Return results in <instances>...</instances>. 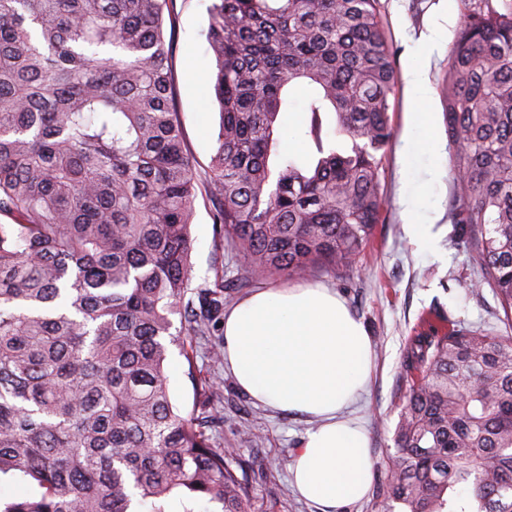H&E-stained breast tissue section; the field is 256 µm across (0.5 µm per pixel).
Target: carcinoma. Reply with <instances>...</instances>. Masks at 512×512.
<instances>
[{"mask_svg":"<svg viewBox=\"0 0 512 512\" xmlns=\"http://www.w3.org/2000/svg\"><path fill=\"white\" fill-rule=\"evenodd\" d=\"M460 2L450 210L511 317L512 0ZM208 15L221 118L202 177L175 106L176 0H0V477L30 488L0 512H252L215 446L212 384L188 369L185 416L166 373L170 347L192 363L224 319V280L189 297L199 187L242 288L347 264L380 220L399 75L379 0H212ZM299 90L315 157L276 161ZM426 325L379 494L388 512H512V336Z\"/></svg>","mask_w":512,"mask_h":512,"instance_id":"carcinoma-1","label":"carcinoma"}]
</instances>
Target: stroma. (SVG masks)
I'll return each instance as SVG.
<instances>
[{"label": "stroma", "instance_id": "obj_1", "mask_svg": "<svg viewBox=\"0 0 512 512\" xmlns=\"http://www.w3.org/2000/svg\"><path fill=\"white\" fill-rule=\"evenodd\" d=\"M211 0H176L178 19L167 32L173 50L176 102L181 128L198 174H205L215 150L219 116L210 73L214 59L206 31ZM386 30L397 51L399 73L428 66L432 86L426 104H418L407 83H400L391 114L394 137L380 174L384 197L382 221L365 251L352 263L330 268L316 265L286 278L255 279L257 288H285L323 284L347 304L371 339L375 371L366 392L349 408L348 417L367 432L374 460V476H381L393 453L394 430L401 411L400 395L407 386L404 360L420 319L427 312L471 330L512 336V321L489 286L478 285L479 269L472 253L457 246L455 226L448 214L453 184L449 168L448 131L441 87L443 55L425 59L421 44L438 31L442 47H449L461 21L458 0H381ZM430 112V126L414 114ZM304 98L281 117L284 152L305 157L314 145L301 133L305 125ZM213 200L200 190L192 219V289L211 286L216 276L233 300L246 296L240 288L242 260L232 257L216 235ZM427 225L432 242L418 248L404 231L405 219ZM214 337L197 341L195 366L211 378V407L222 425L215 437L232 468H243L249 478L257 512H318L300 499L290 484L289 465L309 428L305 417L256 406L237 386L224 365L211 361ZM187 362L171 349L166 370L175 404L191 414L196 396L185 375Z\"/></svg>", "mask_w": 512, "mask_h": 512}]
</instances>
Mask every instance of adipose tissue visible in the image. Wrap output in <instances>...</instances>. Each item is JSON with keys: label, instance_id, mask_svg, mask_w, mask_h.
<instances>
[{"label": "adipose tissue", "instance_id": "1", "mask_svg": "<svg viewBox=\"0 0 512 512\" xmlns=\"http://www.w3.org/2000/svg\"><path fill=\"white\" fill-rule=\"evenodd\" d=\"M224 364L258 405L316 420L289 467L319 512L360 500L373 470L365 433L344 411L372 372L369 337L334 289L256 291L224 313Z\"/></svg>", "mask_w": 512, "mask_h": 512}]
</instances>
